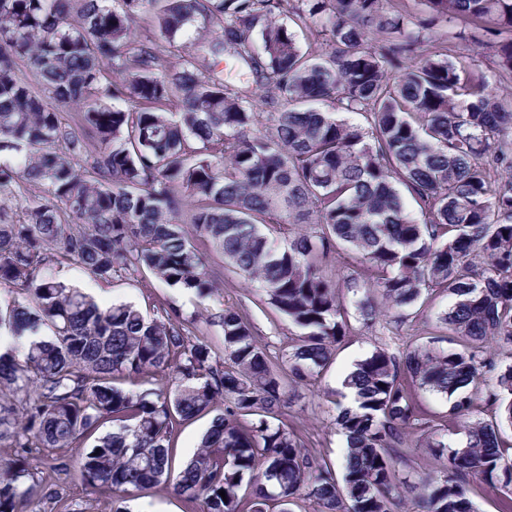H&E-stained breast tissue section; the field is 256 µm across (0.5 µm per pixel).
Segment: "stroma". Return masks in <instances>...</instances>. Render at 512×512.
Here are the masks:
<instances>
[{
  "mask_svg": "<svg viewBox=\"0 0 512 512\" xmlns=\"http://www.w3.org/2000/svg\"><path fill=\"white\" fill-rule=\"evenodd\" d=\"M199 249L205 253L212 270L223 276L225 305L238 308L254 325L256 339L266 345L271 358L278 363L284 362L298 333L297 328L289 325L287 320L269 307L260 304V290L255 284L225 272L223 258L212 252L208 244H200ZM55 272L77 286L88 289L106 305L130 302L148 315L152 314L156 301L160 299L172 301L188 312L197 307L194 298L179 289L166 287L149 275L101 284L74 265L56 267ZM448 304V295L443 292L434 296L419 316L401 321L390 313L371 328L363 324L358 314L350 315V331L337 348L318 387L292 392L283 409V422L298 434L307 450L323 456L334 468H342L346 439L336 424V418L339 414L337 402L343 378L354 369L356 363L373 351L386 348L398 353L416 344L419 338L437 330L439 319ZM419 402L431 422L424 431L416 434L414 447L408 450L400 465L401 477L413 482L419 481L430 469L429 442L441 441L452 445L465 438L463 431L447 429L437 423L438 417L448 411L450 400L447 394L424 392ZM64 488L74 501L85 502L86 512H189L182 498L162 486L123 500L86 494L82 486L75 482H66Z\"/></svg>",
  "mask_w": 512,
  "mask_h": 512,
  "instance_id": "1",
  "label": "stroma"
}]
</instances>
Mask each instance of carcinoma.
Here are the masks:
<instances>
[{
  "mask_svg": "<svg viewBox=\"0 0 512 512\" xmlns=\"http://www.w3.org/2000/svg\"><path fill=\"white\" fill-rule=\"evenodd\" d=\"M418 5L417 17L405 0H0V286L14 293L0 302L14 340L0 353L13 450L0 512H82L59 483L72 472L100 496L164 485L191 512H288L300 497L395 512L403 449L426 425L419 390L452 397L441 420L467 430L429 449L442 476L404 486L422 489L421 512H475L476 474L512 494V363L482 378L512 350V105L476 63L487 49L497 82L512 79V0ZM146 13L158 33H142ZM282 15L324 17L325 51L302 52ZM350 112L365 124L337 118ZM184 224L300 330L286 366L224 306ZM342 249L363 324L446 291L441 322L461 349L429 336L356 364L339 481L282 408L349 332L328 266ZM63 263L105 282L147 271L213 304L203 319L166 300L151 317L103 306L52 273ZM202 323L221 329L224 354L197 337ZM480 394L497 420H469ZM207 415L175 467L179 427ZM92 437L76 460L57 454Z\"/></svg>",
  "mask_w": 512,
  "mask_h": 512,
  "instance_id": "cac0c4a2",
  "label": "carcinoma"
}]
</instances>
